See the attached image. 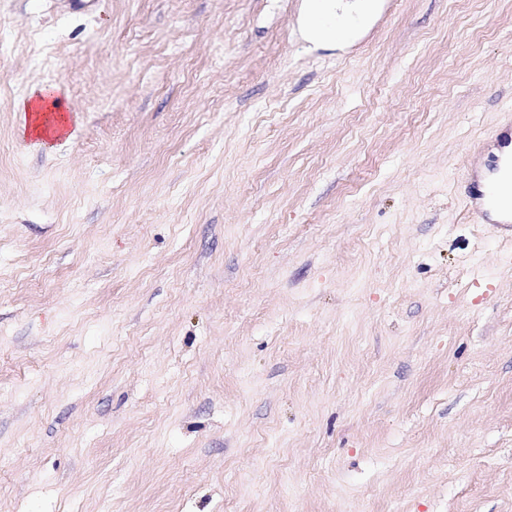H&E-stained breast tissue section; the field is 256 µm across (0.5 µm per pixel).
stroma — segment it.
Instances as JSON below:
<instances>
[{
    "label": "stroma",
    "instance_id": "35a3bbf8",
    "mask_svg": "<svg viewBox=\"0 0 512 512\" xmlns=\"http://www.w3.org/2000/svg\"><path fill=\"white\" fill-rule=\"evenodd\" d=\"M307 2L0 0V512H512V0ZM352 6L341 7L335 0H310L309 25L310 34L313 37L327 39L329 41L345 40L354 33L371 11V0H361ZM336 27L345 32L342 38H336ZM323 29H331L335 34L331 37L322 35ZM60 96L53 85H42L32 90L26 98L16 105L20 121V130L37 142L50 149L54 140L68 132V119L60 110ZM497 151L498 154L493 156L496 169H499V163L504 158L507 160L508 165L504 172L509 171L510 178L512 177V117L511 123L503 127L496 135ZM467 197L470 199V213L474 221L479 223L485 220L491 211L506 216L498 224H510L512 222V194L504 196L501 190L492 188L478 179L470 180Z\"/></svg>",
    "mask_w": 512,
    "mask_h": 512
}]
</instances>
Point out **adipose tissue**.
<instances>
[{
    "mask_svg": "<svg viewBox=\"0 0 512 512\" xmlns=\"http://www.w3.org/2000/svg\"><path fill=\"white\" fill-rule=\"evenodd\" d=\"M372 9L370 0H357L356 4L343 7L336 0H310L309 25L314 37H321L323 30L342 29L354 33ZM57 88L44 85L32 90L16 105L22 134L28 135L44 147H52L54 140L68 131L69 120L60 112Z\"/></svg>",
    "mask_w": 512,
    "mask_h": 512,
    "instance_id": "adipose-tissue-1",
    "label": "adipose tissue"
}]
</instances>
